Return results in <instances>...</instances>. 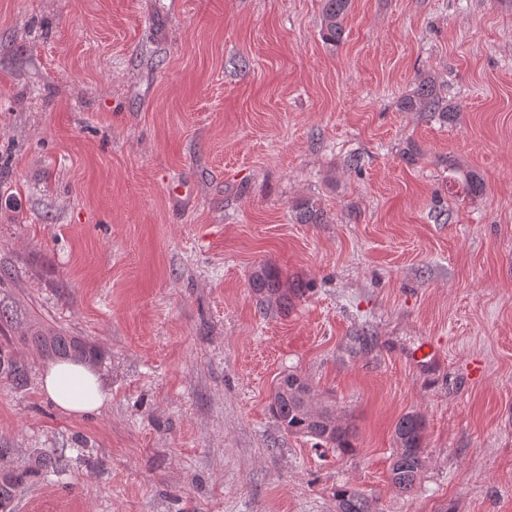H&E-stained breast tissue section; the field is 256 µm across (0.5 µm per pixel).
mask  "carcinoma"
Listing matches in <instances>:
<instances>
[{
    "label": "carcinoma",
    "mask_w": 512,
    "mask_h": 512,
    "mask_svg": "<svg viewBox=\"0 0 512 512\" xmlns=\"http://www.w3.org/2000/svg\"><path fill=\"white\" fill-rule=\"evenodd\" d=\"M350 7V0H324L322 38L333 48L343 39V22ZM403 112H438L443 117L459 111V107L448 104L440 93L435 78L423 75L412 91L399 101ZM297 219L301 224H318V209L311 201H305L298 207ZM252 285L259 300H276L279 306L286 308L290 303L288 292L281 290L278 277L268 269L255 274ZM25 335L47 357H60L83 362L97 359L95 349L73 336L59 332H45L29 326ZM0 374L16 382L24 381L26 370L23 364L0 351ZM312 393V387L303 377L290 373L274 387L271 395V407L282 426L291 434L310 437L318 444L332 448L340 455L353 451L349 428L338 423L335 411L328 405H322L321 415L313 417L307 410L306 400ZM423 421L413 413L403 416L394 427L397 444L390 466V480L394 488L401 493H411L419 483L425 460L422 456ZM36 470L0 469V512H12V502L16 490L34 476ZM336 512H372L370 503L359 492L346 486L336 489Z\"/></svg>",
    "instance_id": "cac0c4a2"
}]
</instances>
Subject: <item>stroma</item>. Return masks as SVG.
Masks as SVG:
<instances>
[{
	"mask_svg": "<svg viewBox=\"0 0 512 512\" xmlns=\"http://www.w3.org/2000/svg\"><path fill=\"white\" fill-rule=\"evenodd\" d=\"M0 0V299L95 348L63 413L0 375L14 512H512V0ZM432 73L450 118L402 112ZM474 173L471 194L456 176ZM316 203L318 224L296 220ZM297 289L258 306L255 272ZM434 351L435 361L419 360ZM295 373L347 455L269 407ZM425 421L398 494L393 431ZM350 7V0H324L322 38L335 48L343 39V22ZM423 421L417 415L408 413L394 427L397 444L390 466V480L401 493L410 494L419 483L425 460L422 456ZM336 512H374L368 500L346 486L336 489Z\"/></svg>",
	"mask_w": 512,
	"mask_h": 512,
	"instance_id": "1",
	"label": "stroma"
}]
</instances>
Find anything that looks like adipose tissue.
Here are the masks:
<instances>
[{
  "instance_id": "adipose-tissue-1",
  "label": "adipose tissue",
  "mask_w": 512,
  "mask_h": 512,
  "mask_svg": "<svg viewBox=\"0 0 512 512\" xmlns=\"http://www.w3.org/2000/svg\"><path fill=\"white\" fill-rule=\"evenodd\" d=\"M41 389L59 409L81 416L103 407L111 398L99 372L79 362H58L46 368Z\"/></svg>"
}]
</instances>
